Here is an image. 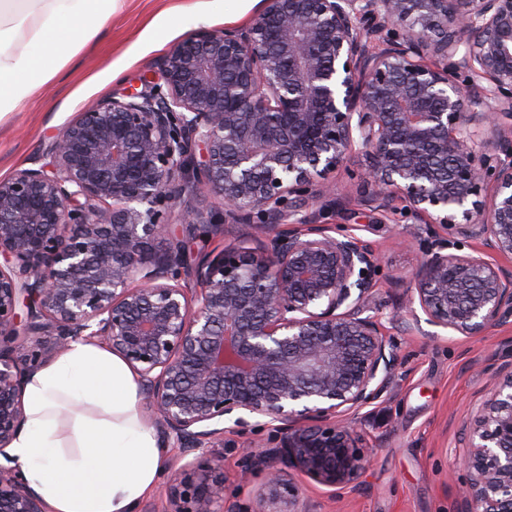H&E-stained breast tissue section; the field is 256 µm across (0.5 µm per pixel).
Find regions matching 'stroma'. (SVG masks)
<instances>
[{
	"label": "stroma",
	"instance_id": "1",
	"mask_svg": "<svg viewBox=\"0 0 512 512\" xmlns=\"http://www.w3.org/2000/svg\"><path fill=\"white\" fill-rule=\"evenodd\" d=\"M206 10L207 24L195 19ZM257 13L245 0H126L97 36L58 75L14 112L0 119V179L34 159L78 113L155 71L169 49L191 32L237 28ZM362 156L349 157L336 173L344 200L313 206L317 223L346 227L379 256L370 313L397 346L401 368L382 398L361 410L356 422L368 462L359 483L342 496L332 488L306 482V512H459V458L465 454L468 411L485 399L492 374L512 359V322L478 338L420 323L409 331L401 307L404 288L431 245L427 225L417 223L408 203L382 212L364 202L358 190ZM221 197L173 193L170 219L195 262L225 244L256 247L258 237L240 224L218 236H189L186 226L197 214L223 210ZM224 504L234 512L255 506L260 480H239V449L221 448Z\"/></svg>",
	"mask_w": 512,
	"mask_h": 512
}]
</instances>
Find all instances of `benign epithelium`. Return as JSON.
I'll use <instances>...</instances> for the list:
<instances>
[{"instance_id":"7a95c632","label":"benign epithelium","mask_w":512,"mask_h":512,"mask_svg":"<svg viewBox=\"0 0 512 512\" xmlns=\"http://www.w3.org/2000/svg\"><path fill=\"white\" fill-rule=\"evenodd\" d=\"M382 43L373 51L371 40ZM381 211L409 203L438 236L402 307L468 338L512 320V0H262L243 28L199 30L142 88L79 114L36 168L0 180V512H47L6 448L27 375L100 341L139 376L185 462L166 512H224L221 459L263 474L251 512H300L302 486L340 494L366 457L352 415L400 366L368 314L376 252L303 210L336 194L352 153ZM213 192L202 218L263 236L189 268L169 234L173 186ZM485 252L452 253L451 240ZM273 427L256 450L251 420ZM462 512H512V362L469 420Z\"/></svg>"}]
</instances>
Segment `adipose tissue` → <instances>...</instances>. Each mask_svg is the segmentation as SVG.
<instances>
[{"label":"adipose tissue","instance_id":"1","mask_svg":"<svg viewBox=\"0 0 512 512\" xmlns=\"http://www.w3.org/2000/svg\"><path fill=\"white\" fill-rule=\"evenodd\" d=\"M124 0H0V118L52 80ZM139 380L89 341L25 383V424L8 449L49 512H134L160 474Z\"/></svg>","mask_w":512,"mask_h":512}]
</instances>
